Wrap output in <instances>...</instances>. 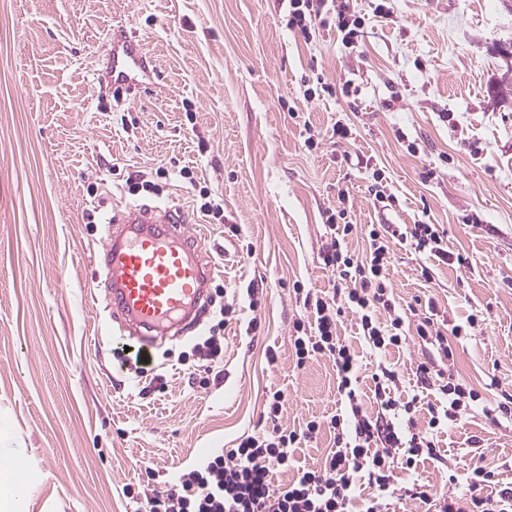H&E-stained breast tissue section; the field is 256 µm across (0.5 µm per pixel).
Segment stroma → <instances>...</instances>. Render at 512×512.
<instances>
[{
	"instance_id": "stroma-1",
	"label": "stroma",
	"mask_w": 512,
	"mask_h": 512,
	"mask_svg": "<svg viewBox=\"0 0 512 512\" xmlns=\"http://www.w3.org/2000/svg\"><path fill=\"white\" fill-rule=\"evenodd\" d=\"M380 2L350 0L363 26L348 47L333 34L310 44L294 36L281 0H0V454L27 457L24 512H143L146 496L205 456L271 430L274 390L287 399L282 427L323 423L275 481L324 463L335 448L328 423L344 404L332 361L295 365L289 336L306 311L292 284L332 290L319 254L343 191L352 223L435 224L449 251L470 260L445 265L391 245L401 303L434 298L451 326L477 315L451 371L488 408L441 434L443 462L420 461L398 472L399 484L465 492L479 455L495 474L482 496L512 485V419L496 411L512 400V99L490 88L512 78V0H394L387 16ZM121 30L142 38L153 61L134 100L108 91ZM319 77L336 93L306 98ZM347 82L349 96L338 91ZM339 117L369 169L333 144ZM160 166L169 175L159 192L129 194L128 174ZM185 166L193 180L180 177ZM376 169L392 207L372 203ZM203 186L223 223L206 224L197 209ZM129 204L180 207L191 226H206L216 266L201 330L159 341L146 366L117 352L105 311L103 222ZM224 305L233 309L224 355L207 368L194 347ZM338 334L358 352L363 404L377 412L378 359L352 314ZM430 357L414 335L386 355L421 420L437 393L415 368Z\"/></svg>"
}]
</instances>
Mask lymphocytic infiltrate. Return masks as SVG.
<instances>
[{
	"label": "lymphocytic infiltrate",
	"instance_id": "f902f5d3",
	"mask_svg": "<svg viewBox=\"0 0 512 512\" xmlns=\"http://www.w3.org/2000/svg\"><path fill=\"white\" fill-rule=\"evenodd\" d=\"M286 11L289 30L304 43H312L324 30L335 33L346 46L355 45L360 36L359 19L351 16L348 6H336L335 0H287ZM338 201L336 214L326 219L330 241L320 253L335 286L328 294L294 282L293 292L302 300L307 316L294 322L290 336L297 366L320 356L336 367L337 392L345 414L333 416L326 424L336 433L335 451L320 467L298 472L288 483H275L274 471L287 467L292 448L313 438L324 425L311 420L299 430L282 428L278 420L285 395L277 390L265 401L267 418L273 424L270 433L240 437L236 447L206 456L180 476L175 488L148 499L149 512H396L403 495L394 482L395 470L412 469L423 457L440 460L439 430L458 424L477 406L478 392L447 371L455 358V339L477 325L476 315L450 328L434 301L401 308L390 279V244L395 240L442 263L454 261L443 234L433 224L360 228L347 219L349 194L341 193ZM357 231L368 242L362 255L341 246ZM348 312L355 315L361 336L378 353L401 346L411 332L431 350V359L416 368L422 387L434 386L439 391L437 404L428 408L426 426L417 424L415 400L393 395L390 386L398 382L399 375L383 363L372 376L381 409L375 414L364 410L357 354L337 334L340 319ZM493 478L492 471L476 463L470 471L469 498L427 488L415 496L435 501L437 512H512L511 486L500 488L491 499L477 496V489L491 484Z\"/></svg>",
	"mask_w": 512,
	"mask_h": 512
}]
</instances>
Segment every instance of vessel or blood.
I'll list each match as a JSON object with an SVG mask.
<instances>
[{"label":"vessel or blood","mask_w":512,"mask_h":512,"mask_svg":"<svg viewBox=\"0 0 512 512\" xmlns=\"http://www.w3.org/2000/svg\"><path fill=\"white\" fill-rule=\"evenodd\" d=\"M147 69L142 42L124 41L112 55L113 92L139 91L137 75ZM201 247L180 209L129 206L112 217L103 258L111 284L107 307L140 352L170 331L200 326L215 273Z\"/></svg>","instance_id":"b4317fda"}]
</instances>
